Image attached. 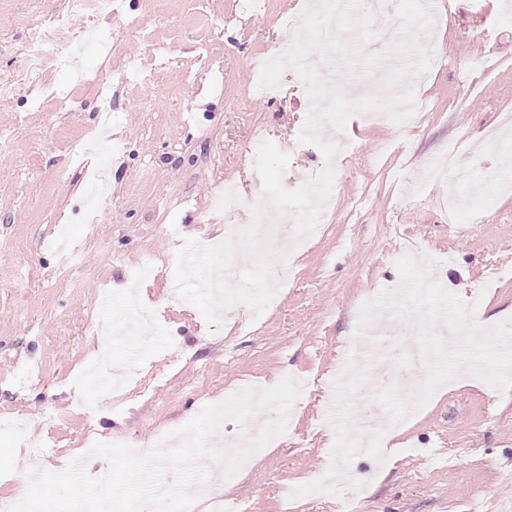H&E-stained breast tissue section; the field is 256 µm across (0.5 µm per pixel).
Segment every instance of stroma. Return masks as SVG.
<instances>
[{
  "instance_id": "1",
  "label": "stroma",
  "mask_w": 512,
  "mask_h": 512,
  "mask_svg": "<svg viewBox=\"0 0 512 512\" xmlns=\"http://www.w3.org/2000/svg\"><path fill=\"white\" fill-rule=\"evenodd\" d=\"M304 0H167L139 24L141 0H115L110 15L72 13L68 0H0V497L22 500L28 471L59 473L85 430L150 443L178 432L228 388L250 379L270 388L299 373L311 390L285 432L238 469L222 493L240 512H284V486L323 469L322 433L331 378L358 351L359 305L395 289L408 246L432 274L473 305L482 326L512 317V141L492 139L512 113V0H438L420 45L429 70L414 79L426 109L403 123L352 115L338 140L332 199L311 246L291 251L299 275L260 315L240 306L249 329L214 331L192 303H171L177 243L223 238L252 224L262 197L250 152L255 134L289 156L286 187L323 168L318 147L299 143L310 100L293 69L276 97L253 92L254 63L292 43L284 15ZM64 16L93 28L141 63L134 83L93 43L67 65L40 56L35 26ZM166 49L154 54L144 32ZM364 72L361 58L332 60L347 82L381 83L404 57ZM109 98L100 100L99 86ZM122 146L109 169L110 192L84 207L102 104ZM453 148L468 174L421 183L425 159ZM234 183L241 205L212 213L218 186ZM148 266L152 278L133 280ZM393 463L354 457L371 474L360 512H496L512 498L500 484L512 471V389L487 394L480 379L437 390L400 436Z\"/></svg>"
}]
</instances>
